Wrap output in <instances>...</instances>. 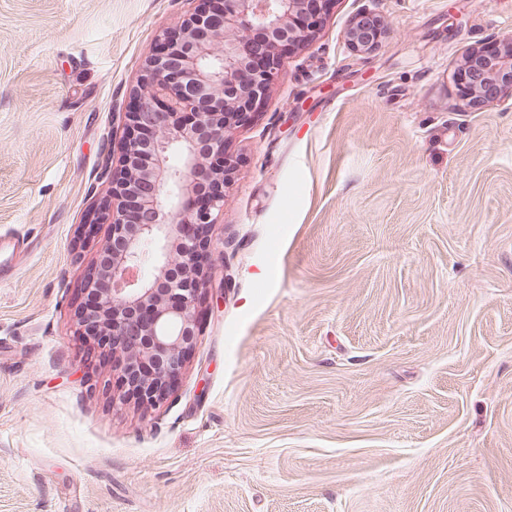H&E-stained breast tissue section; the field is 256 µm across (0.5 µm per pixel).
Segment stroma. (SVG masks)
Listing matches in <instances>:
<instances>
[{"label":"stroma","mask_w":512,"mask_h":512,"mask_svg":"<svg viewBox=\"0 0 512 512\" xmlns=\"http://www.w3.org/2000/svg\"><path fill=\"white\" fill-rule=\"evenodd\" d=\"M193 8L0 0V512H512V100L453 81L512 0H335L226 141L187 370L113 405L75 317L102 157ZM364 9L387 33L360 54ZM383 33L381 18L370 10H363L351 20L344 36L351 49L367 53L378 45Z\"/></svg>","instance_id":"35a3bbf8"}]
</instances>
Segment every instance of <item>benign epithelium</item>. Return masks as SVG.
Masks as SVG:
<instances>
[{
	"label": "benign epithelium",
	"mask_w": 512,
	"mask_h": 512,
	"mask_svg": "<svg viewBox=\"0 0 512 512\" xmlns=\"http://www.w3.org/2000/svg\"><path fill=\"white\" fill-rule=\"evenodd\" d=\"M213 13L197 9L160 38L125 107L119 175L112 177L110 241L88 270L84 291L93 310H78L79 334L104 336L122 390L155 407L183 375L196 343L197 309L206 291L219 298L203 261L215 215L234 172L207 166L225 155L229 132L262 104L279 75L283 51L311 42L332 0H219ZM384 33L379 16L359 12L345 30L356 52L373 50ZM471 50L454 74L466 84V105L512 99V42ZM194 114L190 124L180 121Z\"/></svg>",
	"instance_id": "benign-epithelium-1"
}]
</instances>
